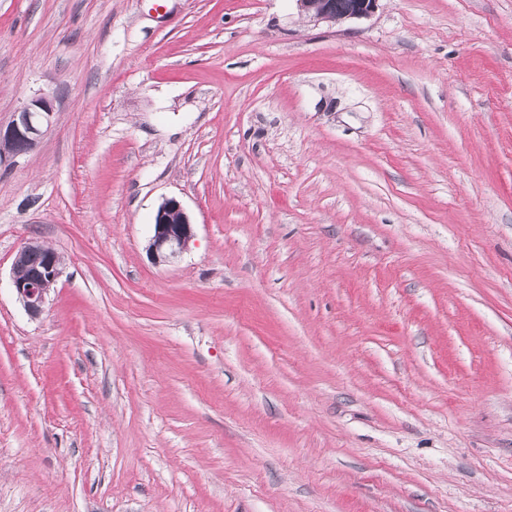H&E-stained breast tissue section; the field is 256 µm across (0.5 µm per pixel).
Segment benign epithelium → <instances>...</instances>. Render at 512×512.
Segmentation results:
<instances>
[{"instance_id":"7a95c632","label":"benign epithelium","mask_w":512,"mask_h":512,"mask_svg":"<svg viewBox=\"0 0 512 512\" xmlns=\"http://www.w3.org/2000/svg\"><path fill=\"white\" fill-rule=\"evenodd\" d=\"M298 9L317 23L352 22L369 18L376 10L378 0H347L345 8L336 9V0H295ZM53 100L47 96L32 99L14 114L6 128L0 127V161L18 157L33 150L52 124ZM193 223L184 206L169 198L158 207L149 240L151 259L160 264L176 258L193 237ZM41 252L45 260L40 269L19 273L25 255ZM63 272V258L54 250L30 239L17 250L12 276V288L25 311L33 318L44 310L51 288Z\"/></svg>"}]
</instances>
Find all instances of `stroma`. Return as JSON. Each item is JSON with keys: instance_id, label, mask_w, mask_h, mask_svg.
I'll return each instance as SVG.
<instances>
[{"instance_id": "obj_1", "label": "stroma", "mask_w": 512, "mask_h": 512, "mask_svg": "<svg viewBox=\"0 0 512 512\" xmlns=\"http://www.w3.org/2000/svg\"><path fill=\"white\" fill-rule=\"evenodd\" d=\"M43 94L0 512H512V0H0V124ZM379 0H347L345 8L336 9L335 0H295L298 9L317 23L352 22L369 18ZM193 226L180 201L175 198L163 201L156 212L149 240L151 259L160 264L176 258L193 237ZM34 251L44 254L43 265L41 266V255L31 254L22 269L27 273L30 270H37L30 274H20L19 267L23 264L25 255ZM62 272L63 258L53 249L46 248L33 239L23 242L19 247L13 264L11 284L17 298L31 317L36 318L43 312L50 290L58 281Z\"/></svg>"}]
</instances>
